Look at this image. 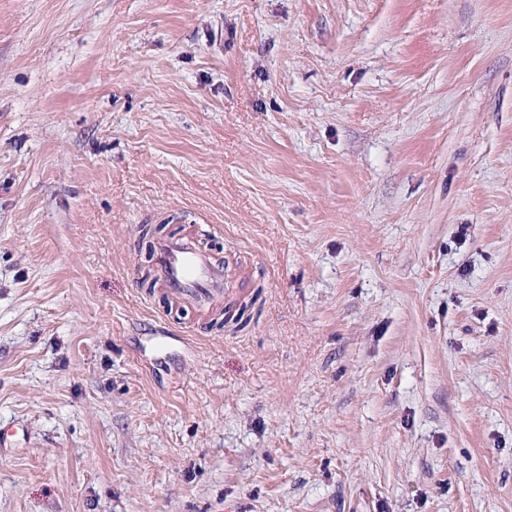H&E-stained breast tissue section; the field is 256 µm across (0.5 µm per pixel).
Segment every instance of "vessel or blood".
<instances>
[{"mask_svg": "<svg viewBox=\"0 0 512 512\" xmlns=\"http://www.w3.org/2000/svg\"><path fill=\"white\" fill-rule=\"evenodd\" d=\"M156 285L171 300L209 310L221 303L228 287L223 261L208 253L195 237L164 238L156 244Z\"/></svg>", "mask_w": 512, "mask_h": 512, "instance_id": "obj_1", "label": "vessel or blood"}]
</instances>
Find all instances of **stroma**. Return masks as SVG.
<instances>
[{"mask_svg": "<svg viewBox=\"0 0 512 512\" xmlns=\"http://www.w3.org/2000/svg\"><path fill=\"white\" fill-rule=\"evenodd\" d=\"M0 428V512H512V0H0ZM155 248L153 278L171 300L208 311L224 301L229 282L224 262L202 249L195 237L164 238Z\"/></svg>", "mask_w": 512, "mask_h": 512, "instance_id": "stroma-1", "label": "stroma"}]
</instances>
